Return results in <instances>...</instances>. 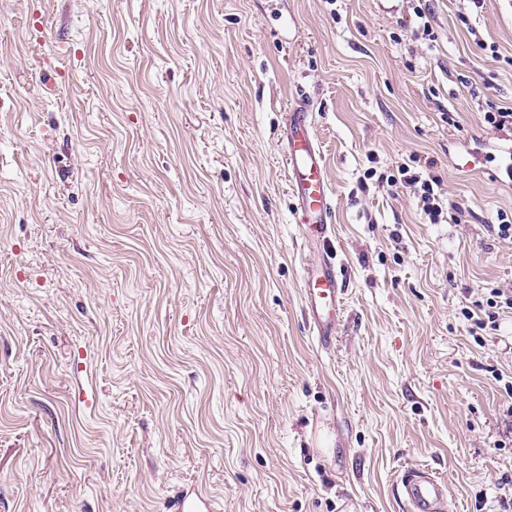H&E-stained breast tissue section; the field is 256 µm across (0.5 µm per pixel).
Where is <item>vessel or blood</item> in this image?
<instances>
[{
    "instance_id": "b4317fda",
    "label": "vessel or blood",
    "mask_w": 512,
    "mask_h": 512,
    "mask_svg": "<svg viewBox=\"0 0 512 512\" xmlns=\"http://www.w3.org/2000/svg\"><path fill=\"white\" fill-rule=\"evenodd\" d=\"M287 148L285 161L289 182L297 200L299 223L310 232L313 247L323 252L319 262L304 272L307 311L310 322L321 340L336 334L341 303L336 265L325 251L332 236V212L326 163L303 106H294L285 121ZM400 492L412 512H445L448 506L446 483L431 473L413 470L400 480Z\"/></svg>"
}]
</instances>
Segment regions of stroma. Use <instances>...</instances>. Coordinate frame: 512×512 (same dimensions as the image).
<instances>
[{"label": "stroma", "instance_id": "35a3bbf8", "mask_svg": "<svg viewBox=\"0 0 512 512\" xmlns=\"http://www.w3.org/2000/svg\"><path fill=\"white\" fill-rule=\"evenodd\" d=\"M0 0V512H512V0ZM496 44L491 58L488 44ZM308 102L338 330L282 163ZM455 125L441 120L444 111ZM434 159L459 224L405 187ZM411 163L416 164V167L403 163L398 166V174L400 178L395 175L385 176L379 175L376 179L378 185L388 187H396L398 184L409 187L413 191V196L417 200V204L427 216L429 223L432 224H459L462 223V214L460 211L454 209L445 198V193L442 188H439L436 180L426 174L423 168L431 167L434 162L425 161L424 165L418 164L421 160L417 156L409 158ZM412 167V169H411ZM484 289L486 292L483 293L482 300H477L473 303L475 309L465 310L463 315L467 320L472 321L478 330H486L488 327L494 330L496 329V314L498 312L491 309L499 310L506 308L512 310V290L508 291L498 287ZM476 329H473L474 333L477 332ZM399 489L412 512H443L448 506V486L426 471L404 474Z\"/></svg>", "mask_w": 512, "mask_h": 512}]
</instances>
